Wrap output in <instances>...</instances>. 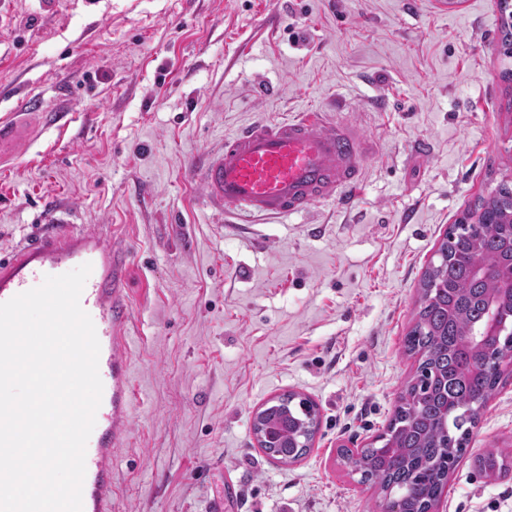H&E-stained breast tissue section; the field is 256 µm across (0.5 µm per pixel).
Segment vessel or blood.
<instances>
[{
  "instance_id": "1",
  "label": "vessel or blood",
  "mask_w": 512,
  "mask_h": 512,
  "mask_svg": "<svg viewBox=\"0 0 512 512\" xmlns=\"http://www.w3.org/2000/svg\"><path fill=\"white\" fill-rule=\"evenodd\" d=\"M372 145L352 123L312 108L279 120L253 122L224 138L222 149L196 168L203 197L225 217L275 221L312 205L348 201L362 184ZM36 237L0 257V303L88 263L81 298L100 344L103 383L96 424L86 446L83 512H112V453L129 427L132 404L125 327L129 266L104 229H77L68 212L50 208Z\"/></svg>"
}]
</instances>
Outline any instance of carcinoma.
Masks as SVG:
<instances>
[{
	"instance_id": "cac0c4a2",
	"label": "carcinoma",
	"mask_w": 512,
	"mask_h": 512,
	"mask_svg": "<svg viewBox=\"0 0 512 512\" xmlns=\"http://www.w3.org/2000/svg\"><path fill=\"white\" fill-rule=\"evenodd\" d=\"M512 205V186L501 184L481 200L476 213L483 221L472 233L451 232L444 248L448 258L431 268L424 282V303L415 328L406 338L408 350L421 354L417 380L401 397L387 431L397 448L390 454L370 445L360 449L358 473L362 484L402 497L404 512H425L442 494L448 472L463 451L469 426L494 395L501 372L479 365L468 346L467 334L478 327L490 302L498 297L499 277L512 256L508 241L512 225L500 220ZM485 266L476 279L471 268ZM288 409L293 421L289 446L272 448L270 455L295 461L308 448L294 446L313 435V405L294 395L280 397L264 408L259 420H278Z\"/></svg>"
}]
</instances>
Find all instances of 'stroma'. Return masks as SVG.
Wrapping results in <instances>:
<instances>
[{"label": "stroma", "instance_id": "obj_1", "mask_svg": "<svg viewBox=\"0 0 512 512\" xmlns=\"http://www.w3.org/2000/svg\"><path fill=\"white\" fill-rule=\"evenodd\" d=\"M510 72L498 0H0V121L31 98L46 120L0 162V255L55 206L111 227L130 263L135 399L112 512H381L339 451L384 433L416 378L405 338L448 228L512 183ZM336 102L375 145L349 206L212 215L203 154ZM501 370L440 512H512ZM286 392L319 416L292 463L251 428ZM491 451L506 473L480 470Z\"/></svg>", "mask_w": 512, "mask_h": 512}]
</instances>
